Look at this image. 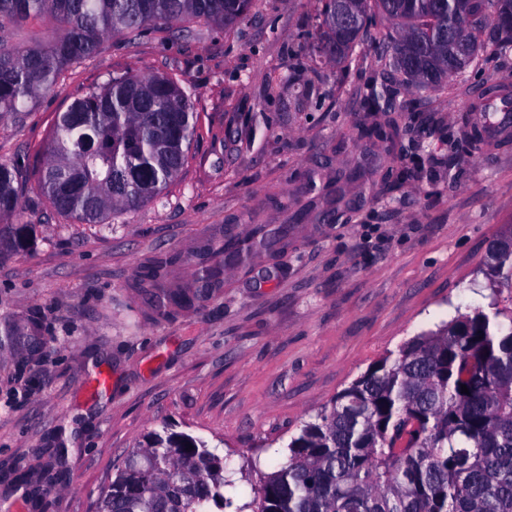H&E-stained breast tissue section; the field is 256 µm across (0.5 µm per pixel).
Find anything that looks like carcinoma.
I'll return each mask as SVG.
<instances>
[{
	"label": "carcinoma",
	"mask_w": 512,
	"mask_h": 512,
	"mask_svg": "<svg viewBox=\"0 0 512 512\" xmlns=\"http://www.w3.org/2000/svg\"><path fill=\"white\" fill-rule=\"evenodd\" d=\"M315 24L302 37L311 59L348 67L377 18L393 31L371 41L378 75L364 89L357 135L381 145L396 169L376 179L357 167L325 179L316 224L348 212L345 182L389 189L419 178L424 124L415 131L389 114L403 112L396 83L448 87L449 49L467 44L462 71L478 72L491 27L500 54L512 50V0H356L354 26L342 28L336 0H316ZM257 0H0V115L18 117L69 67L100 53L120 34L194 38L188 24L229 28L256 12ZM52 22L61 35L13 40L15 31ZM197 112L179 81L163 73L116 74L59 113L45 147L38 188L60 214L80 224L163 198L188 160ZM478 131L450 145L482 149ZM21 169L0 163V258L30 251L38 225L20 220ZM290 226L252 224L239 237L226 228L187 255L162 252L137 266L134 287L159 317L203 306L224 292L227 270L253 254L288 250ZM193 269L187 284L181 267ZM479 273L490 290L475 307L423 330L373 363L287 444L288 461L262 474L257 498L241 505L226 494L234 480L224 458L203 441L167 427L153 430L116 465L99 494L106 512H512V225L493 238ZM0 320V348L37 335ZM467 386L469 393L461 392ZM192 449H187V445ZM47 473L67 475L59 448L46 449Z\"/></svg>",
	"instance_id": "obj_1"
}]
</instances>
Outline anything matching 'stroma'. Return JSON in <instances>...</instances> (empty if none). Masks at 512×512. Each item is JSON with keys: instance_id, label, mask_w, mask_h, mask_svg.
Segmentation results:
<instances>
[{"instance_id": "obj_1", "label": "stroma", "mask_w": 512, "mask_h": 512, "mask_svg": "<svg viewBox=\"0 0 512 512\" xmlns=\"http://www.w3.org/2000/svg\"><path fill=\"white\" fill-rule=\"evenodd\" d=\"M314 0H260L230 30L202 25L196 39L108 37L23 119L0 118V162L20 163L21 221L39 227L35 249L0 260V318L40 324L53 342L40 355L0 354V512H91L112 464L153 429L215 446L228 467L259 458L270 473L287 460L301 425L374 361L417 332L484 303L486 246L512 225V131L482 153L448 164L433 140L423 178L361 194L342 224L314 223L307 172L355 167L379 145L352 131L371 57L337 76L311 72L300 38ZM177 79L199 115L189 157L165 198L80 224L37 186L43 144L58 112L115 74ZM316 87L302 93L306 83ZM512 93V52L487 57L448 89L400 88L401 123L436 114L451 132L488 85ZM287 209H280V201ZM287 224L288 249L230 269L224 292L202 307L156 319L130 288L135 267L186 252L215 227ZM107 373L102 396L89 393ZM67 448L69 477H40L45 449ZM18 473H35L17 490Z\"/></svg>"}]
</instances>
